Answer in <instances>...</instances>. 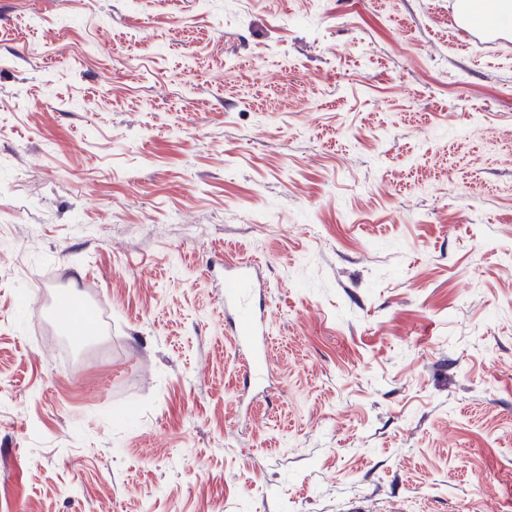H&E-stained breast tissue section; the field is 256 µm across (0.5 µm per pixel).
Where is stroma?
I'll return each mask as SVG.
<instances>
[{"mask_svg": "<svg viewBox=\"0 0 512 512\" xmlns=\"http://www.w3.org/2000/svg\"><path fill=\"white\" fill-rule=\"evenodd\" d=\"M0 512H512V45L448 0H0ZM263 285L250 263L224 262V320L229 323L243 362V389L264 381L265 327L269 309L262 303Z\"/></svg>", "mask_w": 512, "mask_h": 512, "instance_id": "stroma-1", "label": "stroma"}]
</instances>
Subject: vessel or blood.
Listing matches in <instances>:
<instances>
[{
	"instance_id": "b4317fda",
	"label": "vessel or blood",
	"mask_w": 512,
	"mask_h": 512,
	"mask_svg": "<svg viewBox=\"0 0 512 512\" xmlns=\"http://www.w3.org/2000/svg\"><path fill=\"white\" fill-rule=\"evenodd\" d=\"M263 285L252 264L224 266V319L229 323L243 362V388L252 390L266 377L265 327L270 312L262 303Z\"/></svg>"
}]
</instances>
